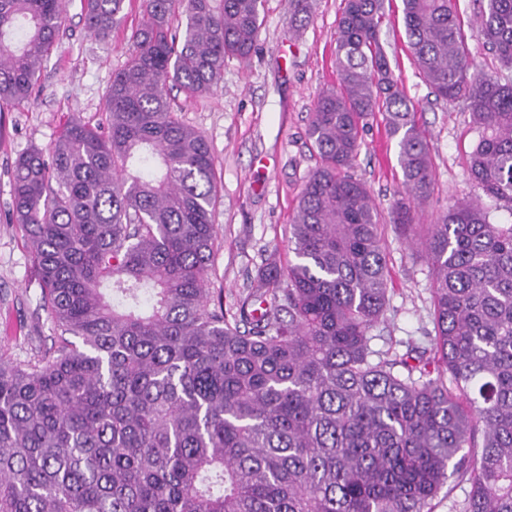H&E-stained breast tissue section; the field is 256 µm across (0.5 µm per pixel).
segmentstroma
<instances>
[{
    "label": "stroma",
    "instance_id": "35a3bbf8",
    "mask_svg": "<svg viewBox=\"0 0 512 512\" xmlns=\"http://www.w3.org/2000/svg\"><path fill=\"white\" fill-rule=\"evenodd\" d=\"M81 0H67L60 42L47 58L28 103L0 112V354L26 361L49 350L53 334L40 307L33 259L23 225L12 221L16 159L49 146L72 117L104 124L103 101L112 75L126 63L129 36L143 21L141 0H131L122 23L105 39L86 28ZM343 0H311V18L300 33L288 25L289 0H265L260 49L249 60H228L214 92L185 100L173 92L180 119L205 136L214 157L219 228L211 290H223L225 307L243 297L269 252L289 258L288 225L310 170L319 158L308 139L319 93L337 83L336 20ZM402 0H385L381 41L390 66L414 104L427 133L432 160L430 196L420 221L438 223L455 201L480 196L467 155L477 138L463 102L437 99L408 47ZM462 30L474 62L497 65L477 26V0H457ZM398 140L381 118L371 119L352 175L370 191L381 223L402 189ZM393 284L373 349L401 350L411 341L430 347L434 335L431 271L422 255L388 235Z\"/></svg>",
    "mask_w": 512,
    "mask_h": 512
}]
</instances>
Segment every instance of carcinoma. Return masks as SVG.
Segmentation results:
<instances>
[{
	"instance_id": "carcinoma-1",
	"label": "carcinoma",
	"mask_w": 512,
	"mask_h": 512,
	"mask_svg": "<svg viewBox=\"0 0 512 512\" xmlns=\"http://www.w3.org/2000/svg\"><path fill=\"white\" fill-rule=\"evenodd\" d=\"M403 5L424 81L477 127L470 176L512 216V0L477 18L494 76L456 0ZM82 7L105 38L126 0ZM143 8L106 124L71 118L14 165L13 217L57 336L40 358L0 354V512H433L467 474L463 512H512V221L474 198L411 235L432 162L380 40L384 0H344L293 259L269 253L233 311L208 288L213 156L170 89L208 94L226 59L255 53L264 0ZM63 23L62 0H0V110L29 101ZM377 113L398 137L392 224L433 275L432 347L391 357L371 347L392 283L381 224L347 174ZM457 10L462 20V30L467 47L474 62L491 72L497 65L495 55L485 45L483 36L477 26L476 16L479 12L477 0H457Z\"/></svg>"
}]
</instances>
